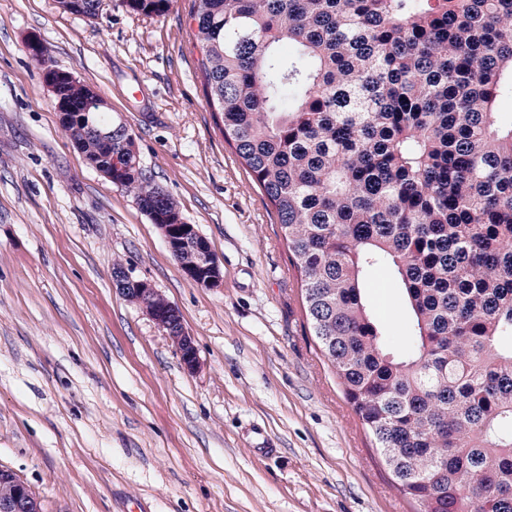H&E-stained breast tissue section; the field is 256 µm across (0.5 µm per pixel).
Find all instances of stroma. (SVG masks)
Returning <instances> with one entry per match:
<instances>
[{
	"instance_id": "obj_1",
	"label": "stroma",
	"mask_w": 512,
	"mask_h": 512,
	"mask_svg": "<svg viewBox=\"0 0 512 512\" xmlns=\"http://www.w3.org/2000/svg\"><path fill=\"white\" fill-rule=\"evenodd\" d=\"M197 3L156 16L103 0L88 18L0 0V466L43 512H417L324 358L276 214L208 104ZM31 36L109 102L223 286L190 282L134 197L72 146ZM119 267L179 308L195 371L117 290ZM366 297L406 348L388 268Z\"/></svg>"
}]
</instances>
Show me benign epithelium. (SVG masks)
<instances>
[{"mask_svg":"<svg viewBox=\"0 0 512 512\" xmlns=\"http://www.w3.org/2000/svg\"><path fill=\"white\" fill-rule=\"evenodd\" d=\"M43 80L50 92L55 111L59 114L62 128L70 127L71 112L70 90L79 89L86 106L85 115L92 112H103L108 107L107 100L92 86L81 82L73 73L50 66L43 69ZM123 150L114 156L113 162L101 166L93 161L89 165L99 171L110 182H115L112 169L141 170L139 156L132 134L125 133L122 141ZM160 230L170 252L179 253V246L190 243L193 255L191 259L180 262L186 277L193 283L208 288H217L223 282V272L207 239L202 236L193 224H159ZM114 279L119 292L125 297L134 298V303L159 328H161L183 366L194 371L199 365L198 352L193 336L186 330L179 309L166 300L154 286L144 280L132 279L123 269L114 272ZM6 492L0 494V512H43L40 499L30 486L15 472L0 466V488Z\"/></svg>","mask_w":512,"mask_h":512,"instance_id":"benign-epithelium-1","label":"benign epithelium"}]
</instances>
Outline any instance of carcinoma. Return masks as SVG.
Wrapping results in <instances>:
<instances>
[{
    "mask_svg": "<svg viewBox=\"0 0 512 512\" xmlns=\"http://www.w3.org/2000/svg\"><path fill=\"white\" fill-rule=\"evenodd\" d=\"M126 3L162 16L173 0ZM194 16L224 141L395 483L420 512H512V0H199ZM118 182L176 223L143 172ZM378 267L402 290L404 351L366 300Z\"/></svg>",
    "mask_w": 512,
    "mask_h": 512,
    "instance_id": "carcinoma-1",
    "label": "carcinoma"
}]
</instances>
